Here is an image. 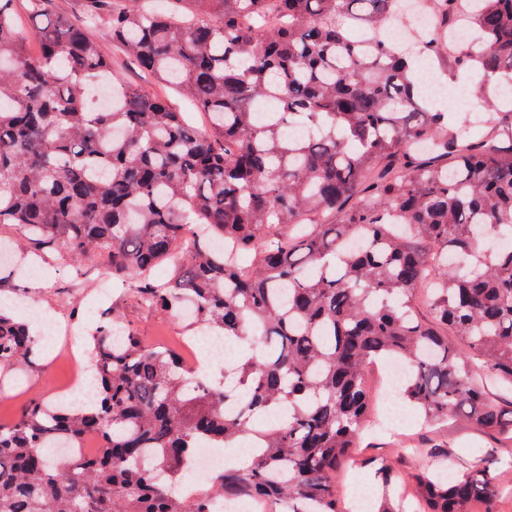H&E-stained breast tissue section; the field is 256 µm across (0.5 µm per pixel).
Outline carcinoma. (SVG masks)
Segmentation results:
<instances>
[{
  "label": "carcinoma",
  "instance_id": "carcinoma-1",
  "mask_svg": "<svg viewBox=\"0 0 512 512\" xmlns=\"http://www.w3.org/2000/svg\"><path fill=\"white\" fill-rule=\"evenodd\" d=\"M87 18L139 69L210 120L117 80L83 29L0 0V224L74 264L106 259L153 311L181 314L238 357L224 387L117 316L90 331L93 397L32 402L0 425V512H209L215 489L286 512H344L336 471L366 427L368 367L399 360L430 420L465 417L512 439L487 382L512 387V0H479L458 61L482 75L489 118L431 112L412 62L381 31L404 0H125ZM456 0H433L424 46L448 53ZM370 30L366 43L354 30ZM109 102L96 106L94 88ZM172 265L158 283L152 271ZM424 305L428 315L418 311ZM453 335L462 340L455 344ZM27 324L0 305V371L37 366ZM261 435L246 464L186 498L196 448ZM95 432L92 459H52ZM424 512H495L481 468L414 476ZM377 512H396L381 477Z\"/></svg>",
  "mask_w": 512,
  "mask_h": 512
}]
</instances>
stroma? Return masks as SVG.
<instances>
[{"instance_id":"35a3bbf8","label":"stroma","mask_w":512,"mask_h":512,"mask_svg":"<svg viewBox=\"0 0 512 512\" xmlns=\"http://www.w3.org/2000/svg\"><path fill=\"white\" fill-rule=\"evenodd\" d=\"M99 39L104 53L112 58L113 75L126 83L144 86L150 93L166 98L175 111L184 113L189 123L200 127L206 124L204 114L198 112L179 92L168 85L145 77L140 69L111 41L102 39L98 29H91ZM438 82L431 89V106L450 112H476L480 105L459 98V90L478 83L474 73L457 66L452 59L439 58L433 62ZM38 280L31 281L8 265L0 264V298L14 302L16 308L37 307L49 323L71 328V335L49 336L43 325L34 330L42 347V364L24 373L0 375V423L12 421L28 403L42 399L55 402L61 389L69 386L75 369L70 352L87 349L86 332L95 326L106 312L117 313L144 338L179 340L191 338L201 341L200 331L186 322L167 314L142 309L125 287L114 288L105 303L89 306L86 298L94 294L99 280L96 264L73 269L59 255H48L41 266ZM399 415L397 431H389L377 423L368 430L348 464L336 474V482L344 501L361 496L368 512H375L382 491L374 478V468L386 467L396 480H404L422 468L441 461L450 463L454 471L475 465L488 467L494 481L504 487V495L496 503L497 512H512V445L502 437L473 425L462 418L445 422L419 423L410 407L402 399H395L387 408ZM379 405H372V414H380Z\"/></svg>"}]
</instances>
